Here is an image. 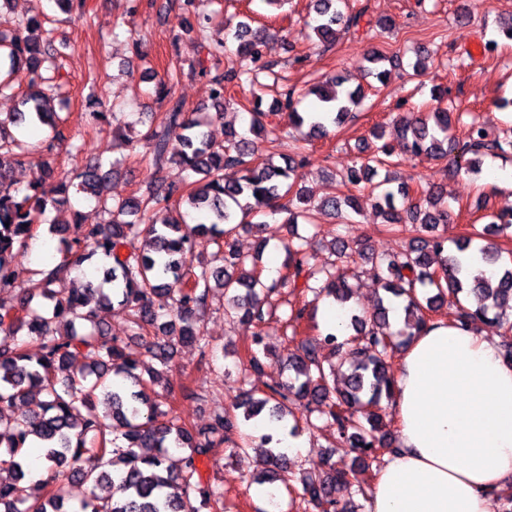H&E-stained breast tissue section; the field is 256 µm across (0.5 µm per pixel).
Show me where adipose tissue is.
Here are the masks:
<instances>
[{
	"label": "adipose tissue",
	"mask_w": 512,
	"mask_h": 512,
	"mask_svg": "<svg viewBox=\"0 0 512 512\" xmlns=\"http://www.w3.org/2000/svg\"><path fill=\"white\" fill-rule=\"evenodd\" d=\"M397 443L367 512H494L512 485V363L486 332L439 320L397 370Z\"/></svg>",
	"instance_id": "1"
}]
</instances>
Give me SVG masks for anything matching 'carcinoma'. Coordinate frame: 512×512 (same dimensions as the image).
Returning a JSON list of instances; mask_svg holds the SVG:
<instances>
[{
  "label": "carcinoma",
  "instance_id": "obj_1",
  "mask_svg": "<svg viewBox=\"0 0 512 512\" xmlns=\"http://www.w3.org/2000/svg\"><path fill=\"white\" fill-rule=\"evenodd\" d=\"M184 14H195L196 25L185 27L207 57L224 55L227 40L236 42L237 65L212 78L211 96L217 106L226 102V86L234 83L264 87L261 76H274L262 61L263 37L245 22L233 33L216 32L211 19L196 13V0H179ZM314 23L306 37L329 47L340 33L360 27L365 11H353L349 0H314ZM381 28L392 26L389 18L375 21ZM12 61L8 76L0 78V94L15 92L14 74L22 72L24 89L17 94L19 107L0 113V512H217L224 508V492L202 481L198 463L211 449L232 440L237 418L218 413L204 427L177 424L153 396L157 376L143 378L138 369L144 358L169 367L174 346L191 343L201 356L213 351L198 325L197 315L208 305L213 290L224 291L225 311L232 318L256 326L265 321L273 307L272 296L283 288L313 299L331 298L350 312L347 327L353 334L342 339L333 332L305 342L288 353V378L268 386L263 397L242 392L234 409L250 422L265 410L272 421L284 422L301 409L307 426L312 416H325L336 429L337 439L356 450L360 467L368 469L392 451L383 431L381 402L391 401L395 378L393 359L398 348L433 323V313L448 295L468 297L449 322L468 328L486 322L512 332V323L500 321L497 313L512 309V268L499 271L502 254L512 250L495 242L512 228V217L490 213L482 229L448 240L444 230L452 215L444 203L443 189H421L399 181L391 167L394 148L383 140L378 128L370 130L375 144L368 157L332 175L328 191L312 199L298 184L299 169L307 162L311 142L329 136L328 125L341 127L352 120L364 91L344 87V78L331 76L314 85L311 101L298 109L295 90L284 88L273 98L277 110L288 113L289 127L307 128L293 139V154H275L259 149L254 140L226 133L224 144L209 137L205 125L184 111L181 102L171 104L144 138L150 148L148 161L154 165L175 163L196 179L179 187L157 186L147 198L114 200L104 193L112 170L100 163L83 167L73 180L57 177L52 158L54 142L65 141L64 119L55 108H68L62 93V76L55 62L51 31L36 16L22 17L9 29L0 30V49ZM386 56L374 49L367 56L368 73L384 83ZM178 82L170 72L157 81L158 99L169 97ZM264 97L249 101L250 130L265 143L283 136L277 126L266 123L270 113L262 109ZM48 126L53 132L40 146L22 139L31 126ZM398 137L403 149L416 157L444 160L453 157L458 169L480 170L486 155H512V140H489L481 124L471 123L464 140L455 134L453 110L437 104L430 112L399 117ZM180 141L179 155L168 156L170 136ZM41 160L24 188L12 179L13 170L33 154ZM385 177L374 181L379 171ZM375 194L374 208L390 232L409 233L406 248L399 253H369L351 246L341 235L332 243L334 262L318 267L312 262L308 238L297 232L299 225L316 227V215L341 219L360 213V184ZM95 200L103 214L99 224H85L80 211L73 223L50 225L58 236L54 252L61 259L50 269L36 270L28 287L15 290V257L27 250L46 212L70 204L71 193ZM206 214L208 222L188 224L182 208ZM267 207L272 215L285 213L288 239L282 242L288 273L269 283L257 267L246 269V257L233 247L239 231L255 237V255L269 246L264 236L266 222H248L254 210ZM143 237L144 247L133 251L134 240ZM208 237L217 246L212 261L193 265L197 240ZM476 250L492 269L467 271L461 254ZM100 256L109 267L104 283L111 288H81L70 291L64 283L81 262ZM365 260L371 264L377 302L370 310L350 306L352 286L340 265ZM406 301L404 327L391 330L390 313L396 300ZM118 305L129 316L130 335L140 342L132 346L117 336L104 333L98 312ZM403 337L400 342L394 336ZM344 355L348 363L345 388L329 383L341 366L324 367L315 344ZM265 336L258 331L247 354L253 372L264 368ZM40 442L37 460L47 477L29 480L30 438ZM272 434L260 437L264 447L261 464L263 481L283 485L296 495L304 512H354L340 493L365 489L357 472L338 471L331 466L321 474L291 471L288 456L269 448ZM183 452L182 466L168 465L170 451ZM78 481L87 494L70 499L68 484ZM111 492L96 493L102 485Z\"/></svg>",
  "mask_w": 512,
  "mask_h": 512
}]
</instances>
